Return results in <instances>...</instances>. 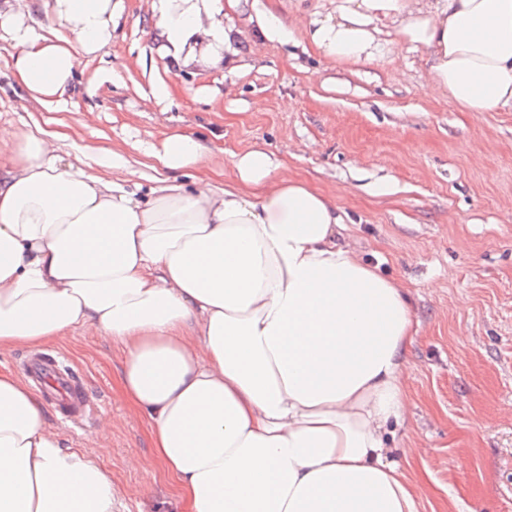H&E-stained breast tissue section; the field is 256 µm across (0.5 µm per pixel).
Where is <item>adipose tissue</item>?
Here are the masks:
<instances>
[{
	"mask_svg": "<svg viewBox=\"0 0 512 512\" xmlns=\"http://www.w3.org/2000/svg\"><path fill=\"white\" fill-rule=\"evenodd\" d=\"M241 0H152L172 60L221 64L220 15ZM123 0H0V42L28 100L53 109L105 54ZM254 21L352 65L423 50L432 91L464 112L512 108V0H335L327 12ZM59 136L0 142V349L79 330L122 353L117 386L147 418L180 512H419L390 460L407 416L417 337L407 291L340 242L333 197L260 145L234 183L192 189L209 165L194 134L165 133L154 184L129 163L106 179L64 162ZM0 512H112V479L68 450L38 396L0 370Z\"/></svg>",
	"mask_w": 512,
	"mask_h": 512,
	"instance_id": "obj_1",
	"label": "adipose tissue"
}]
</instances>
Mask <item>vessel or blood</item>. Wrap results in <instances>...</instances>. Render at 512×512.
<instances>
[{
  "instance_id": "obj_1",
  "label": "vessel or blood",
  "mask_w": 512,
  "mask_h": 512,
  "mask_svg": "<svg viewBox=\"0 0 512 512\" xmlns=\"http://www.w3.org/2000/svg\"><path fill=\"white\" fill-rule=\"evenodd\" d=\"M61 356L39 353L26 358L24 373L36 386H50L51 405L63 423L83 429L90 415L85 383L74 373L63 370Z\"/></svg>"
}]
</instances>
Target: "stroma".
Returning a JSON list of instances; mask_svg holds the SVG:
<instances>
[{
    "mask_svg": "<svg viewBox=\"0 0 512 512\" xmlns=\"http://www.w3.org/2000/svg\"><path fill=\"white\" fill-rule=\"evenodd\" d=\"M145 0H124L107 55L79 73L66 105L17 109L19 92L0 47V136L61 135L65 161L105 178L118 145L153 171L148 153L165 132L205 136L213 154L195 177L224 185L223 163L260 144L313 188L335 198L366 258L410 293L418 337L408 365V427L393 460L420 512H512V110L463 112L432 92L423 51L398 46L395 63L331 64L300 37L270 41L225 8L239 34L232 61L180 68L159 55L142 23ZM164 77L169 99L142 94ZM64 352L100 400L106 432H66L71 449L111 475L113 512H169L163 465L128 467L150 451L148 422L117 389L111 340L74 332L43 352ZM417 443L420 454L407 451Z\"/></svg>",
    "mask_w": 512,
    "mask_h": 512,
    "instance_id": "obj_1",
    "label": "stroma"
}]
</instances>
